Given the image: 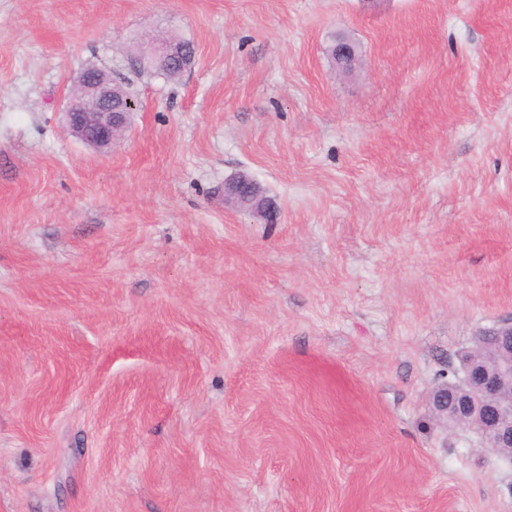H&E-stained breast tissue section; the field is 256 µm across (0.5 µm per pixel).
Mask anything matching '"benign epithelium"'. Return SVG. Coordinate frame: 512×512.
I'll return each mask as SVG.
<instances>
[{"instance_id": "obj_1", "label": "benign epithelium", "mask_w": 512, "mask_h": 512, "mask_svg": "<svg viewBox=\"0 0 512 512\" xmlns=\"http://www.w3.org/2000/svg\"><path fill=\"white\" fill-rule=\"evenodd\" d=\"M336 68L347 74L359 63L356 45L339 37L334 43ZM147 56L192 68L196 49L164 37L151 40ZM112 74L89 67L80 72L66 115L68 130L79 141L100 151H108L131 126L135 101L117 95ZM224 203L245 206L263 213L267 199L249 176L241 174L224 182ZM491 344L476 357L461 363V377L444 382L430 394L434 415L453 429L476 432L491 451L504 455L512 448V318L496 325L492 334L479 333Z\"/></svg>"}]
</instances>
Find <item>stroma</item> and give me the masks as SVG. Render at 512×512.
<instances>
[{"label":"stroma","instance_id":"stroma-1","mask_svg":"<svg viewBox=\"0 0 512 512\" xmlns=\"http://www.w3.org/2000/svg\"><path fill=\"white\" fill-rule=\"evenodd\" d=\"M510 316L512 0H0V512H512L429 406ZM173 36L177 37L180 42L185 41L186 45L191 46L187 47L182 43L170 41L164 37H155L151 40L148 47V53H146L143 60L149 56L154 60H162L169 64L174 63L179 65L184 72L191 69L195 63L196 57V49L194 45H192L193 43L176 35ZM336 53V68L344 73L353 71L359 63V54L356 45L350 40L338 37L334 43ZM117 78L96 67L80 72L66 115L68 130L79 141L108 151L131 126L135 111L132 96L116 95ZM246 188L247 191L244 190ZM224 202L236 207H248L256 213H264L269 206L254 180L245 174L224 182Z\"/></svg>","mask_w":512,"mask_h":512}]
</instances>
